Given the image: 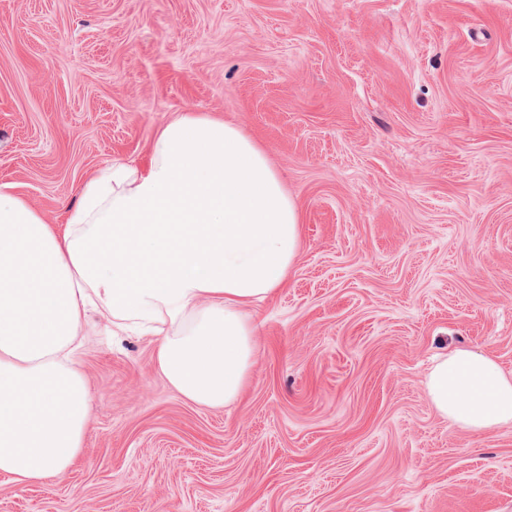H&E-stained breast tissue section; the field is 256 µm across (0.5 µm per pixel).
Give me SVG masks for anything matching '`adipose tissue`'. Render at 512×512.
Segmentation results:
<instances>
[{
    "mask_svg": "<svg viewBox=\"0 0 512 512\" xmlns=\"http://www.w3.org/2000/svg\"><path fill=\"white\" fill-rule=\"evenodd\" d=\"M148 156L98 170L58 227L0 183V475L17 485L65 473L83 448L88 313L155 337L158 370L199 406L237 400L254 365L250 309L298 254L295 201L248 135L205 115L159 129ZM425 388L459 428L512 423V376L486 354L444 355Z\"/></svg>",
    "mask_w": 512,
    "mask_h": 512,
    "instance_id": "ef3b65f1",
    "label": "adipose tissue"
}]
</instances>
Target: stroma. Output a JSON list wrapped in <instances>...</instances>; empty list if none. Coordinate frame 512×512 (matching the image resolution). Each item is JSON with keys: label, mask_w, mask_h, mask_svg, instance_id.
<instances>
[{"label": "stroma", "mask_w": 512, "mask_h": 512, "mask_svg": "<svg viewBox=\"0 0 512 512\" xmlns=\"http://www.w3.org/2000/svg\"><path fill=\"white\" fill-rule=\"evenodd\" d=\"M186 112L299 207L244 390L189 403L88 315L82 453L0 512H512V424L424 387L458 348L512 374V0H0V183L46 222Z\"/></svg>", "instance_id": "stroma-1"}]
</instances>
